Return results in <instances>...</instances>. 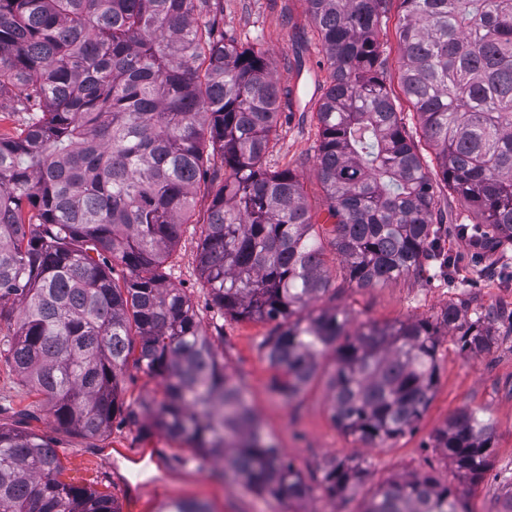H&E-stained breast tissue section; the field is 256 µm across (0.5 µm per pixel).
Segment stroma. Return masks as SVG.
<instances>
[{
	"mask_svg": "<svg viewBox=\"0 0 512 512\" xmlns=\"http://www.w3.org/2000/svg\"><path fill=\"white\" fill-rule=\"evenodd\" d=\"M223 3L220 26L239 42L266 53L283 92L277 146L268 165L296 169L303 182L332 286L331 293L322 297V304L346 309L356 325L430 318L448 302L471 298L485 306L512 310V260H505L497 251L473 257L467 242L452 230L443 232L441 243L460 257L463 272L459 278L409 275L368 288L346 282L333 245L334 220L314 170L320 141L315 110L329 70L322 43L306 18V4L304 0ZM400 14L399 0H392L379 40L389 60L387 85L391 96L398 111L404 113L409 130L415 132L419 122L399 81L396 26ZM209 204L206 193L196 196L194 221L184 225L170 259V280L190 296L205 329L221 328L223 336L215 345L227 373L245 386L250 404L279 447L295 468L312 480L309 495L297 502L279 501L250 490L242 482L224 481L222 459L197 461L191 449L159 432L144 435L134 425L116 423L94 437L61 427L43 396L22 394L19 376L2 355L0 425L50 438L64 466V480L113 496L120 512H158L161 502L175 499L205 502L212 512H359L364 498L378 486L428 473L462 493L469 512H500L503 487L512 480V329L491 322L494 342L478 357L462 353L453 334H442L437 381L415 429L383 445L365 443L339 430L331 420L330 393L324 378L331 358L321 359L320 376L295 401H284L269 392L273 371L260 343L273 330V323L221 315L200 275L199 224ZM463 408L480 411L493 426L488 469L477 480L458 471L452 459L432 447L435 433ZM346 458L364 460L367 474L347 496H330L314 479L329 460Z\"/></svg>",
	"mask_w": 512,
	"mask_h": 512,
	"instance_id": "1",
	"label": "stroma"
}]
</instances>
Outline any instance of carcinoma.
<instances>
[{"label": "carcinoma", "instance_id": "cac0c4a2", "mask_svg": "<svg viewBox=\"0 0 512 512\" xmlns=\"http://www.w3.org/2000/svg\"><path fill=\"white\" fill-rule=\"evenodd\" d=\"M220 0H0V97L23 121L0 133V321L8 357L56 420L84 435L116 418L129 363L161 379L152 428L221 456L224 472L275 499L310 486L278 448L243 385L220 361L166 263L206 184L198 263L214 303L275 321L261 343L271 391L293 401L334 353L331 418L383 445L414 428L438 373L439 336L479 356L494 311L450 302L433 320L363 323L348 332L329 290L323 246L291 169H270L280 91L267 56L220 29ZM391 0H306L330 82L318 103L315 172L336 219L349 283L429 269L460 276L441 245L432 173L386 84L378 39ZM400 82L435 151L441 180L480 217L456 230L512 247V0H401ZM231 173L209 178L215 158ZM122 276H114V264ZM20 303L19 315L9 303ZM492 424L453 415L434 448L476 479ZM48 439L0 426V512H119L111 496L62 480ZM366 471L332 460L321 485L346 495ZM160 512H210L171 500ZM361 512H467L429 476L387 483Z\"/></svg>", "mask_w": 512, "mask_h": 512}]
</instances>
